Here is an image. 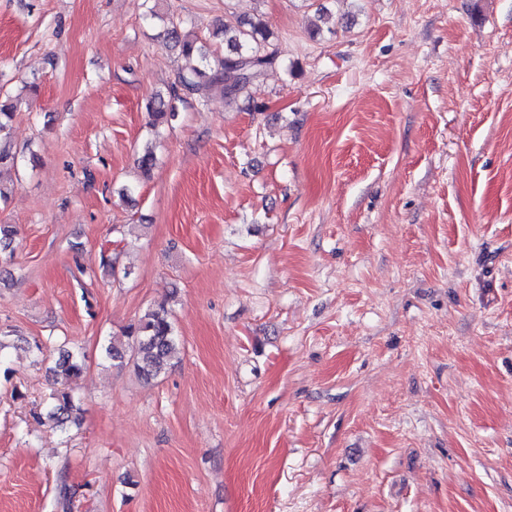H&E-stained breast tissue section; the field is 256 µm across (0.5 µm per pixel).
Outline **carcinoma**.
Wrapping results in <instances>:
<instances>
[{"mask_svg": "<svg viewBox=\"0 0 512 512\" xmlns=\"http://www.w3.org/2000/svg\"><path fill=\"white\" fill-rule=\"evenodd\" d=\"M223 32L229 55L216 60L197 39L182 33L181 21L166 19L167 46L188 58L198 56L199 65L178 73L176 82L169 87L168 97L158 96L151 101L152 128L171 123L177 116L176 103L202 87L220 91L229 103L236 101L243 90L272 64L274 55L264 49L269 30L262 21L233 22L228 19L224 21ZM22 100L20 93L0 97V169L12 168L17 162L16 155L5 142L14 110ZM16 236L15 226L0 224V264L13 258ZM128 335L132 338L129 348L109 342L104 346L105 357L117 368L133 365L137 376L145 382L158 378L166 371L179 346L168 309L163 304L146 309L137 323L128 327ZM84 366L83 355L62 348L50 371L74 382L81 377ZM77 413L73 394L64 391L52 397L47 418L62 428L75 421Z\"/></svg>", "mask_w": 512, "mask_h": 512, "instance_id": "cac0c4a2", "label": "carcinoma"}]
</instances>
